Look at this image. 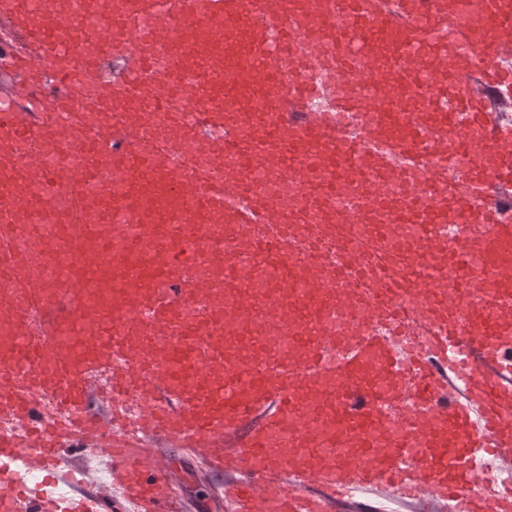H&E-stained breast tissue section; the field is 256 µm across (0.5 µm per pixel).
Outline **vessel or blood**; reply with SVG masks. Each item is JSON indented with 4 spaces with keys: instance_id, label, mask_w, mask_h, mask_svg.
<instances>
[{
    "instance_id": "b4317fda",
    "label": "vessel or blood",
    "mask_w": 512,
    "mask_h": 512,
    "mask_svg": "<svg viewBox=\"0 0 512 512\" xmlns=\"http://www.w3.org/2000/svg\"><path fill=\"white\" fill-rule=\"evenodd\" d=\"M85 4L0 0L37 104L0 108V512H172L140 431L238 473L236 512H325L326 494L378 486L512 512L487 468L512 456V127L496 106L512 98V0ZM49 147L81 178L49 166L23 194L24 158ZM258 170L287 175V200ZM351 173L396 192L382 223L440 250L405 285L426 352L380 329L405 316L393 283L353 285L318 248L368 221ZM464 224L479 232L459 249ZM192 243L218 277L198 275ZM481 274L500 280L488 302ZM267 321L288 355L265 353ZM101 377L135 424L87 413ZM91 445L122 499L25 492L26 469L55 484Z\"/></svg>"
}]
</instances>
